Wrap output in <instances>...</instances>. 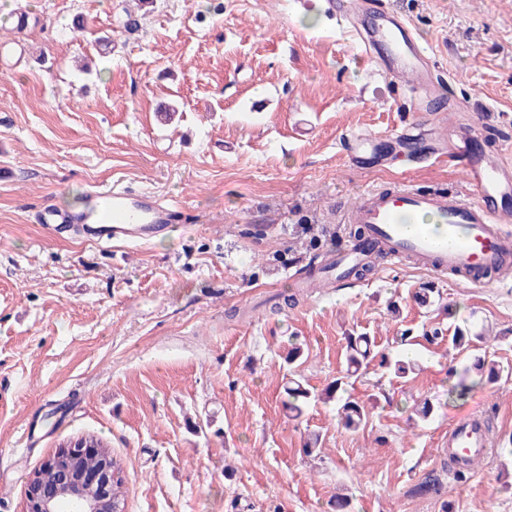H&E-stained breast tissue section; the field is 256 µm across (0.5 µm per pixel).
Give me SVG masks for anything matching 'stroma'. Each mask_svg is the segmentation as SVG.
<instances>
[{
  "label": "stroma",
  "instance_id": "35a3bbf8",
  "mask_svg": "<svg viewBox=\"0 0 512 512\" xmlns=\"http://www.w3.org/2000/svg\"><path fill=\"white\" fill-rule=\"evenodd\" d=\"M221 2L157 0L130 34L132 0H0V512H24L33 471L87 435L122 463L125 512H336L340 494L352 512H512V457L490 454L460 480L447 448L449 425L473 412L494 444L512 439V279L476 287L380 259L292 309L271 305L309 262L305 225L333 248L364 191L471 197L461 165L430 159L426 141L354 162L348 139L389 140L412 120L444 136L474 107L479 147L511 145L512 0H385L438 67L430 103L395 94L326 0ZM162 103L176 109L167 124ZM115 182L182 205L188 223L99 245L35 219ZM423 288L431 306L413 299ZM436 328L443 340L427 342ZM459 328L483 335L497 382L465 373ZM358 335L416 370L348 374ZM294 342L303 355L289 364ZM294 371L313 395L297 420ZM347 397L368 413L355 431L336 415ZM426 399L432 415L415 416ZM430 473L440 492L415 494Z\"/></svg>",
  "mask_w": 512,
  "mask_h": 512
}]
</instances>
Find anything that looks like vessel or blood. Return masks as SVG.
<instances>
[{
    "label": "vessel or blood",
    "instance_id": "vessel-or-blood-1",
    "mask_svg": "<svg viewBox=\"0 0 512 512\" xmlns=\"http://www.w3.org/2000/svg\"><path fill=\"white\" fill-rule=\"evenodd\" d=\"M342 18L372 17L375 35L387 50L375 63L392 81L414 77L419 90L434 93L435 66L405 19L387 11L378 0H335ZM475 132H452L438 140L431 156L458 157L472 198L456 193L421 191L402 184L392 190L371 189L352 208L349 221L363 225L368 241L383 247L401 264L406 258L432 272L452 273L474 285L490 277L512 274V162L492 161L475 150ZM178 204L163 202L151 193L130 190L121 183L91 189L80 207L60 209L44 205L38 221L53 232H73L106 243L149 241L169 225L185 222ZM365 252L351 245L336 253L333 269L344 275L362 262ZM490 451L485 421L471 415L448 430V456L475 462Z\"/></svg>",
    "mask_w": 512,
    "mask_h": 512
}]
</instances>
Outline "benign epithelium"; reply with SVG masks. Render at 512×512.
Here are the masks:
<instances>
[{
	"instance_id": "benign-epithelium-1",
	"label": "benign epithelium",
	"mask_w": 512,
	"mask_h": 512,
	"mask_svg": "<svg viewBox=\"0 0 512 512\" xmlns=\"http://www.w3.org/2000/svg\"><path fill=\"white\" fill-rule=\"evenodd\" d=\"M110 481L111 474L99 470L83 472L76 481L68 467L50 485L31 478L26 491L25 512H59L62 501H81L85 498L92 501L88 512H112V499L108 493Z\"/></svg>"
}]
</instances>
